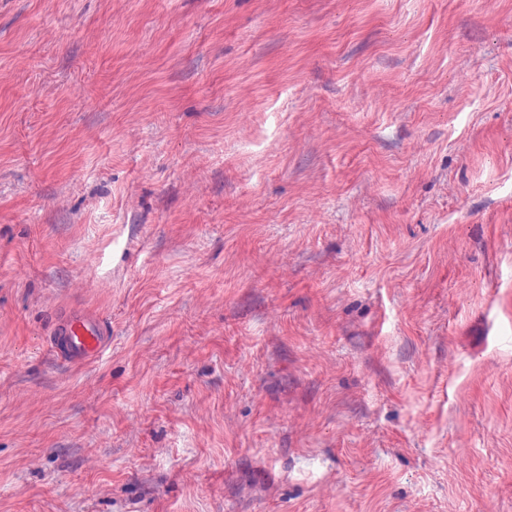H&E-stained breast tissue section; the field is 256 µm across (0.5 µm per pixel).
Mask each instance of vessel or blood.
<instances>
[{"label":"vessel or blood","instance_id":"obj_1","mask_svg":"<svg viewBox=\"0 0 512 512\" xmlns=\"http://www.w3.org/2000/svg\"><path fill=\"white\" fill-rule=\"evenodd\" d=\"M108 340L103 318L94 310L76 306L60 312L47 344L54 357L79 366L101 358Z\"/></svg>","mask_w":512,"mask_h":512}]
</instances>
